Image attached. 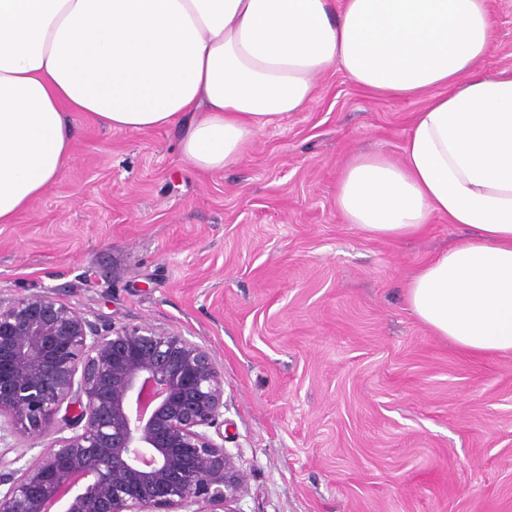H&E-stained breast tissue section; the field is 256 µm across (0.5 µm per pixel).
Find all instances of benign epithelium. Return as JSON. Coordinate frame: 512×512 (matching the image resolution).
I'll use <instances>...</instances> for the list:
<instances>
[{"mask_svg": "<svg viewBox=\"0 0 512 512\" xmlns=\"http://www.w3.org/2000/svg\"><path fill=\"white\" fill-rule=\"evenodd\" d=\"M223 416L224 372L181 333L102 326L49 291L0 303V442L60 434L18 468L0 457V512H239Z\"/></svg>", "mask_w": 512, "mask_h": 512, "instance_id": "obj_1", "label": "benign epithelium"}]
</instances>
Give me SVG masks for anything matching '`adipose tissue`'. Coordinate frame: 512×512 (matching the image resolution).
<instances>
[{"instance_id": "1", "label": "adipose tissue", "mask_w": 512, "mask_h": 512, "mask_svg": "<svg viewBox=\"0 0 512 512\" xmlns=\"http://www.w3.org/2000/svg\"><path fill=\"white\" fill-rule=\"evenodd\" d=\"M493 27L487 0H0V224L69 161L68 113L184 127L183 160L218 172L339 69L431 99L400 162H348L337 209L374 237L420 234L434 215L463 225L414 276L409 305L469 352H512V73L483 69Z\"/></svg>"}]
</instances>
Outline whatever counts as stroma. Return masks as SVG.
Instances as JSON below:
<instances>
[{
  "instance_id": "35a3bbf8",
  "label": "stroma",
  "mask_w": 512,
  "mask_h": 512,
  "mask_svg": "<svg viewBox=\"0 0 512 512\" xmlns=\"http://www.w3.org/2000/svg\"><path fill=\"white\" fill-rule=\"evenodd\" d=\"M487 72H512V0ZM426 97L366 92L339 69L303 112L223 171L177 128L124 132L74 112L51 189L0 224V301L51 290L89 319L180 332L224 370L239 512H512V353L435 335L407 284L461 232L400 240L345 223L343 166L396 160Z\"/></svg>"
}]
</instances>
